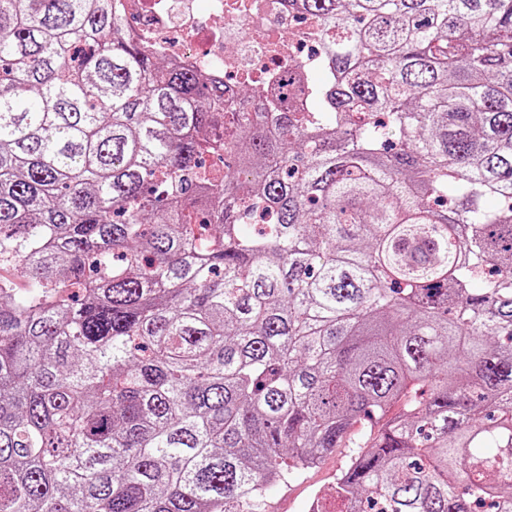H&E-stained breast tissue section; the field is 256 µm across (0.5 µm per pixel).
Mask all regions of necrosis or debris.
I'll return each mask as SVG.
<instances>
[{"instance_id":"4bbe7bcc","label":"necrosis or debris","mask_w":512,"mask_h":512,"mask_svg":"<svg viewBox=\"0 0 512 512\" xmlns=\"http://www.w3.org/2000/svg\"><path fill=\"white\" fill-rule=\"evenodd\" d=\"M134 38L170 63L207 73L233 99L241 85L274 99L285 76L316 69L319 23L287 0H119Z\"/></svg>"}]
</instances>
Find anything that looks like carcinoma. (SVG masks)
<instances>
[{"label":"carcinoma","mask_w":512,"mask_h":512,"mask_svg":"<svg viewBox=\"0 0 512 512\" xmlns=\"http://www.w3.org/2000/svg\"><path fill=\"white\" fill-rule=\"evenodd\" d=\"M114 0H0V512H512V0H288L224 109ZM352 449L336 448L316 468L288 479V483L268 487L265 492L268 512H308L316 494L330 500V510L336 512V501L332 499L336 474L347 465Z\"/></svg>","instance_id":"1"}]
</instances>
